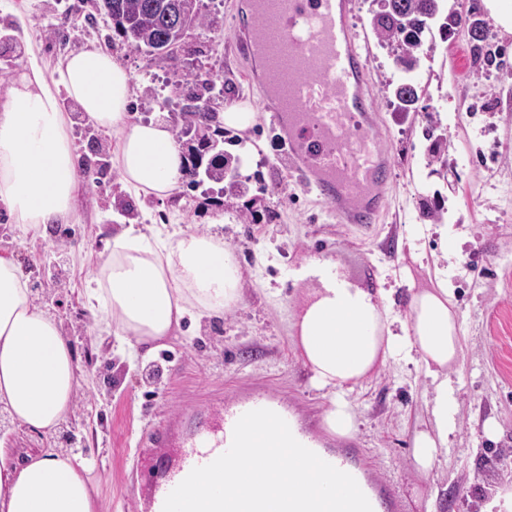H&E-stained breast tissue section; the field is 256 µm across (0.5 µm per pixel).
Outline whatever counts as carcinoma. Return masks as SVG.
Here are the masks:
<instances>
[{"mask_svg":"<svg viewBox=\"0 0 512 512\" xmlns=\"http://www.w3.org/2000/svg\"><path fill=\"white\" fill-rule=\"evenodd\" d=\"M112 9V30L135 51L150 50L164 43L179 45L183 42V28L212 29L215 20L203 10L201 0H109ZM372 27L380 43L396 52V62L403 70L414 69L419 52L425 42L433 41V27L451 32L458 27L459 15L443 14L440 0H374ZM197 93L190 97L192 105L183 107L177 141L187 146L185 176L187 184L196 188L208 181L220 185L219 193L239 197L246 186L239 180L242 158L234 156L220 144L224 130L212 128L208 121L214 112L202 102L203 92L209 90L211 75L204 66L191 74ZM398 105L408 107L419 99L418 87L411 81L397 87Z\"/></svg>","mask_w":512,"mask_h":512,"instance_id":"obj_1","label":"carcinoma"}]
</instances>
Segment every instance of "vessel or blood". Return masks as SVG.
<instances>
[{
    "instance_id": "obj_1",
    "label": "vessel or blood",
    "mask_w": 512,
    "mask_h": 512,
    "mask_svg": "<svg viewBox=\"0 0 512 512\" xmlns=\"http://www.w3.org/2000/svg\"><path fill=\"white\" fill-rule=\"evenodd\" d=\"M348 8L349 0H248L236 29L248 58L264 64L266 91L257 107L284 135L289 173L329 203L339 223L374 224L390 193L391 167L374 130L376 99ZM276 408L271 395L234 400L197 425L152 512H163L167 495L193 468L229 449L244 413Z\"/></svg>"
}]
</instances>
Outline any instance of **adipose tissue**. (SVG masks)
Returning <instances> with one entry per match:
<instances>
[{"label": "adipose tissue", "instance_id": "obj_1", "mask_svg": "<svg viewBox=\"0 0 512 512\" xmlns=\"http://www.w3.org/2000/svg\"><path fill=\"white\" fill-rule=\"evenodd\" d=\"M57 72L54 81L37 62L22 66L0 105V209L11 223L38 231L76 218L80 179L69 103L99 131L119 132L112 162L128 189L159 199L173 195L186 159L167 121H129L133 76L116 55L89 44L60 60ZM301 274L318 285L299 305L291 330L312 386L330 396L326 429L352 435L357 421L347 396L355 386L391 362L419 364L431 379L432 398L409 460L424 477L441 468L455 411L447 371L462 356L444 269H436L434 287L408 288L402 321L391 316L384 289L352 282L336 261L309 258ZM84 298L114 335L147 345L174 335L189 313L208 316L237 305L243 275L218 235L149 236L130 224L113 236ZM77 387L68 339L36 305L17 257L0 253V408L12 421L50 433L66 420ZM86 471L80 456L56 450L18 462L0 435V512H95Z\"/></svg>", "mask_w": 512, "mask_h": 512}]
</instances>
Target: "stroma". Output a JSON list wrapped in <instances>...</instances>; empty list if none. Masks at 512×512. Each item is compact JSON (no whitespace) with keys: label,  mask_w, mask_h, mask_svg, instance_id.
I'll return each mask as SVG.
<instances>
[{"label":"stroma","mask_w":512,"mask_h":512,"mask_svg":"<svg viewBox=\"0 0 512 512\" xmlns=\"http://www.w3.org/2000/svg\"><path fill=\"white\" fill-rule=\"evenodd\" d=\"M203 2L220 29L192 32L173 62L114 38L101 0H0V27L29 41L49 68L88 43L110 44L134 76L133 114L146 119L161 112L172 122L187 103L184 76L198 64L212 68L224 87L210 101L214 111H222L229 97L248 104L262 95L254 63L234 32L245 0ZM441 6L446 13L462 7L486 20L497 55L492 66L475 65L469 36L458 30L420 52L417 69L404 74L371 34L372 0H351L350 26L370 36L376 121L391 158L382 221L337 223L331 206L305 192L281 163V143L265 115L244 135L227 131L225 150L249 159L241 169L248 191L225 199L218 227L239 261L244 299L191 325L190 335L164 339L151 355L131 354L105 325L93 322L84 284L99 256L108 253L117 225L149 224L166 234L202 230L205 188H184L165 200L135 196L112 165L114 140L78 118L71 135L85 171L77 222L41 235L22 232L0 214V252L18 257L37 304L59 321L73 350L78 388L70 417L89 428L82 456L98 512H148L154 490L176 466L179 449L141 447L145 432L171 420L182 435L226 400L263 393L288 406L322 451L348 455L369 484L392 476L401 512H482L498 487L512 483V33L489 21L481 0H442ZM407 78L422 94L404 112L392 91ZM432 126L445 136L437 147L426 135ZM94 141L106 150L99 167L90 151ZM426 203L439 206L447 237L422 216ZM244 208L255 210L256 221L238 219ZM446 240L458 246L447 261L441 252ZM312 256L336 260L352 280L371 288L401 283L409 271L426 282L428 268L446 261L464 356L449 372L458 414L448 463L429 479L409 464L431 389L419 367L389 364L354 389V437L325 432L329 397L310 386L289 335L306 289L294 275ZM90 354L97 362L88 372ZM490 418L499 425L494 439L483 429Z\"/></svg>","instance_id":"stroma-1"}]
</instances>
